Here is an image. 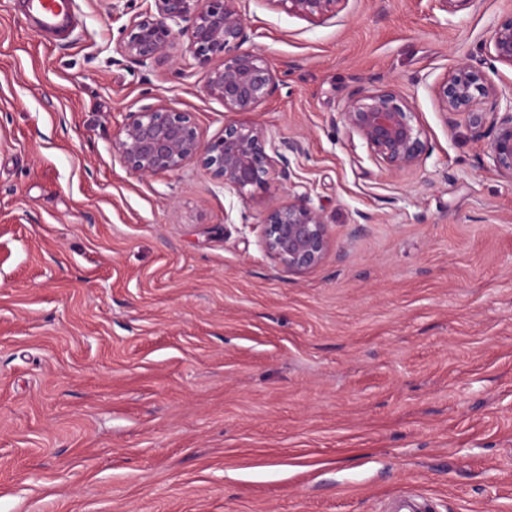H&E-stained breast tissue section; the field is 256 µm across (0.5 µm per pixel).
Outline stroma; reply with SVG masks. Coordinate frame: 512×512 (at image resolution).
<instances>
[{
	"instance_id": "1",
	"label": "stroma",
	"mask_w": 512,
	"mask_h": 512,
	"mask_svg": "<svg viewBox=\"0 0 512 512\" xmlns=\"http://www.w3.org/2000/svg\"><path fill=\"white\" fill-rule=\"evenodd\" d=\"M0 0V512H512V178L490 127L449 125L458 64L512 92L491 36L512 0H342L311 21L241 0L279 70L252 112L297 140L288 179L224 189L198 162L112 155L160 101L229 120L178 35L117 47L145 0H75L47 43ZM412 105L427 152L393 173L337 123L357 89ZM309 194L332 247L302 275L261 246Z\"/></svg>"
}]
</instances>
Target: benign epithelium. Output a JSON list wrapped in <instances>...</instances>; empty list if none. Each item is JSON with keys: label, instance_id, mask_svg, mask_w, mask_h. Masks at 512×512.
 <instances>
[{"label": "benign epithelium", "instance_id": "7a95c632", "mask_svg": "<svg viewBox=\"0 0 512 512\" xmlns=\"http://www.w3.org/2000/svg\"><path fill=\"white\" fill-rule=\"evenodd\" d=\"M149 5L123 30L119 54L141 67L169 56L175 32L187 35L189 50L201 65H211L206 93L237 118L224 123V133L204 141L192 113L160 101L129 113L112 136V155L141 176L176 172L199 162L224 188L239 194L262 183L273 170L289 177V155L303 152L297 140L276 141L268 129L243 117L273 95L279 81L267 56L245 49L248 41L241 0H148ZM288 12L309 20L336 14L342 0H271ZM495 58L512 66V18L492 34ZM447 122L463 121L474 129L490 124L489 154L494 167L512 176V99L505 111L488 114L475 108L480 97H496L483 71L469 64L455 68L438 86ZM339 120L370 152L393 172L418 163L426 151L415 113L405 98L389 89L352 92ZM265 254L290 273L304 274L319 266L331 247L323 210L306 194L273 203L262 224Z\"/></svg>", "mask_w": 512, "mask_h": 512}]
</instances>
